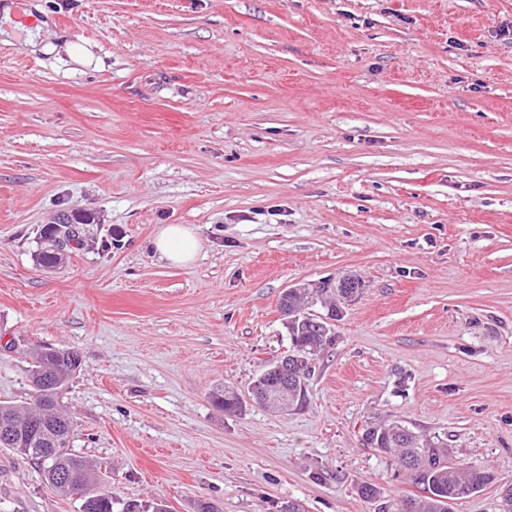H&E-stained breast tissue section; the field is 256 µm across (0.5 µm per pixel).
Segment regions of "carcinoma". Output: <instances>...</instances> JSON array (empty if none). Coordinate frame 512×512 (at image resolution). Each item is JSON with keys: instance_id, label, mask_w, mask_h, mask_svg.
<instances>
[{"instance_id": "1", "label": "carcinoma", "mask_w": 512, "mask_h": 512, "mask_svg": "<svg viewBox=\"0 0 512 512\" xmlns=\"http://www.w3.org/2000/svg\"><path fill=\"white\" fill-rule=\"evenodd\" d=\"M77 217L63 211L55 223L39 230L36 264L42 268L59 265L71 250L81 249L87 229L73 226ZM353 276L318 283L305 291L281 294L279 312L288 332L298 382L284 392L270 378L253 381L257 404L273 409L301 406L307 401V381L315 362L331 342L332 322L342 314V301L352 300L361 290ZM318 306L323 313H312ZM81 367L79 355L46 345H36L29 353L30 402L15 405L0 402V448L26 457L42 470L45 479L55 473L67 476L52 487L64 496H73L83 488L80 512H112V496L102 490V466L93 465L71 452L75 435L72 415L63 404L64 387L72 373ZM215 406L224 412H240L243 402L238 393L220 388L213 395ZM364 442L374 450L389 455L404 472V478L420 493L404 498L400 512H448V503L472 496L492 481L486 470L471 469L458 463L454 450L442 440L427 439L401 421L371 426L364 432Z\"/></svg>"}]
</instances>
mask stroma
I'll use <instances>...</instances> for the list:
<instances>
[{"label": "stroma", "instance_id": "35a3bbf8", "mask_svg": "<svg viewBox=\"0 0 512 512\" xmlns=\"http://www.w3.org/2000/svg\"><path fill=\"white\" fill-rule=\"evenodd\" d=\"M95 57L0 42V401L28 351H77L75 454L170 512H398L368 448L400 419L512 484V0H14ZM62 210L90 246L32 254ZM195 228L197 260L149 253ZM361 278L285 412L217 410L289 347L291 286ZM384 488L362 499L356 485ZM0 512H80L0 448Z\"/></svg>", "mask_w": 512, "mask_h": 512}]
</instances>
